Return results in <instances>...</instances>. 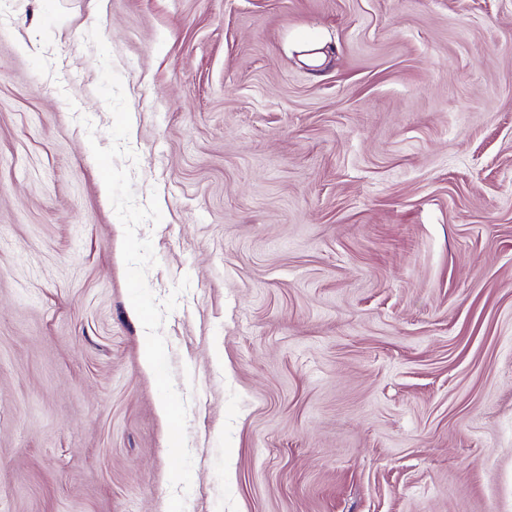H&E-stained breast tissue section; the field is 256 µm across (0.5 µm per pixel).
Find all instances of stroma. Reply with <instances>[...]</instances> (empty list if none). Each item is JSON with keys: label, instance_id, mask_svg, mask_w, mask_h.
Listing matches in <instances>:
<instances>
[{"label": "stroma", "instance_id": "1", "mask_svg": "<svg viewBox=\"0 0 512 512\" xmlns=\"http://www.w3.org/2000/svg\"><path fill=\"white\" fill-rule=\"evenodd\" d=\"M95 28L186 512H512V0H0V512L174 492Z\"/></svg>", "mask_w": 512, "mask_h": 512}]
</instances>
